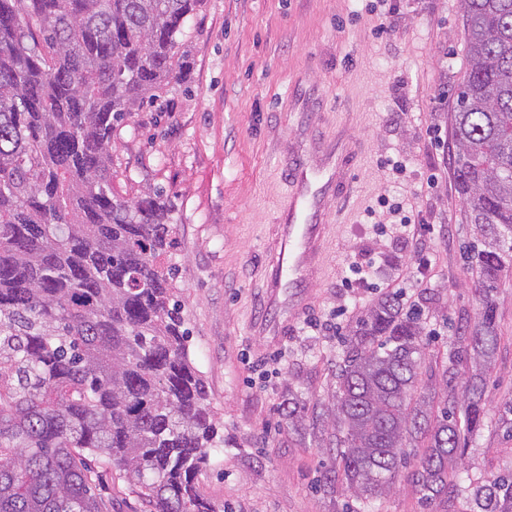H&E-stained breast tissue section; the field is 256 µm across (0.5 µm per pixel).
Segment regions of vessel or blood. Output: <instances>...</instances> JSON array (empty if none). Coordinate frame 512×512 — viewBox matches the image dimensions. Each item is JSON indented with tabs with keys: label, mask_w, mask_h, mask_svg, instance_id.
Returning a JSON list of instances; mask_svg holds the SVG:
<instances>
[{
	"label": "vessel or blood",
	"mask_w": 512,
	"mask_h": 512,
	"mask_svg": "<svg viewBox=\"0 0 512 512\" xmlns=\"http://www.w3.org/2000/svg\"><path fill=\"white\" fill-rule=\"evenodd\" d=\"M338 167L299 165L290 173L295 190L281 204V245L270 272L274 288L301 287L322 240L320 215Z\"/></svg>",
	"instance_id": "b4317fda"
}]
</instances>
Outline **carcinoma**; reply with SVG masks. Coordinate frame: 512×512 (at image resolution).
Instances as JSON below:
<instances>
[{"instance_id": "cac0c4a2", "label": "carcinoma", "mask_w": 512, "mask_h": 512, "mask_svg": "<svg viewBox=\"0 0 512 512\" xmlns=\"http://www.w3.org/2000/svg\"><path fill=\"white\" fill-rule=\"evenodd\" d=\"M195 2L0 0V512H107L100 467L150 512H219L196 482L224 438L173 284L174 207L112 185V134L169 83ZM461 5L454 167L482 302L448 358L475 370L460 402H438L420 385L424 327L397 296L356 321L328 409L329 481L363 509L409 466L427 501L458 491L468 512H512V475L448 483L485 424L494 292L512 266V0ZM283 414L302 427L297 396Z\"/></svg>"}]
</instances>
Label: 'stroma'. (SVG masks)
Returning a JSON list of instances; mask_svg holds the SVG:
<instances>
[{"label": "stroma", "instance_id": "35a3bbf8", "mask_svg": "<svg viewBox=\"0 0 512 512\" xmlns=\"http://www.w3.org/2000/svg\"><path fill=\"white\" fill-rule=\"evenodd\" d=\"M388 29L369 0H199L178 34L179 64L154 102L127 113L112 138L114 186L175 206L173 284L190 331V358L206 380L223 447L199 472L221 512H344L354 499L327 483L334 457L321 431L344 356L343 338L387 279L414 267L408 308L427 334L421 380L457 396L472 367L448 352L480 310L479 277L454 173V99L467 67L460 0H389ZM351 144L349 186L324 210V246L305 288L268 304L284 165L331 164ZM405 161L398 176L388 159ZM415 200L419 240L380 233L365 209L378 196ZM374 263L366 283L355 264ZM500 340L486 372L482 432L448 473L461 486L512 471V270L495 296ZM263 319L282 336L256 335ZM305 404L306 434L289 429V393ZM465 496L428 503L408 478L371 512H466Z\"/></svg>", "mask_w": 512, "mask_h": 512}]
</instances>
